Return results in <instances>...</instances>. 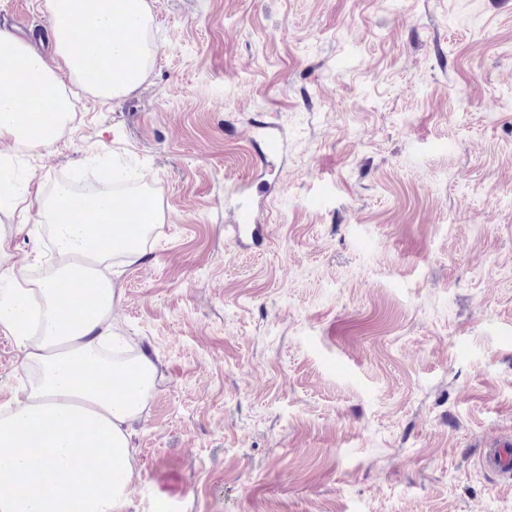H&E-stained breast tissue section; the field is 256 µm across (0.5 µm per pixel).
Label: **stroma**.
I'll use <instances>...</instances> for the list:
<instances>
[{"label":"stroma","instance_id":"35a3bbf8","mask_svg":"<svg viewBox=\"0 0 512 512\" xmlns=\"http://www.w3.org/2000/svg\"><path fill=\"white\" fill-rule=\"evenodd\" d=\"M17 194L100 168L160 207L112 316L158 381L127 512H499L512 435V0H149ZM45 0H0L54 59ZM248 202L265 238L227 231ZM0 209L14 262L49 241ZM0 329V403L26 382ZM512 447L511 440H499L495 442L489 449H486L481 457L483 465L489 469L501 471L506 461L512 454L508 448Z\"/></svg>","mask_w":512,"mask_h":512}]
</instances>
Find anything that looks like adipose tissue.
I'll list each match as a JSON object with an SVG mask.
<instances>
[{
    "instance_id": "ef3b65f1",
    "label": "adipose tissue",
    "mask_w": 512,
    "mask_h": 512,
    "mask_svg": "<svg viewBox=\"0 0 512 512\" xmlns=\"http://www.w3.org/2000/svg\"><path fill=\"white\" fill-rule=\"evenodd\" d=\"M58 73L22 40L0 31V144L51 147L71 118L67 83L97 97L127 96L144 81L157 48L148 40L147 0H46ZM99 50L102 76L89 80L87 55ZM37 89L35 108L17 100ZM116 208L155 213L142 193H97L71 219L72 192L56 187L21 207L36 214L50 238L52 257L38 276L29 265L0 269V328L19 342V366L29 376L23 397L0 405V512H126L137 474L132 434L157 383L146 352L128 356L112 317L115 265L138 263L144 237L128 240L122 225L98 229ZM99 455L89 471L85 458Z\"/></svg>"
}]
</instances>
